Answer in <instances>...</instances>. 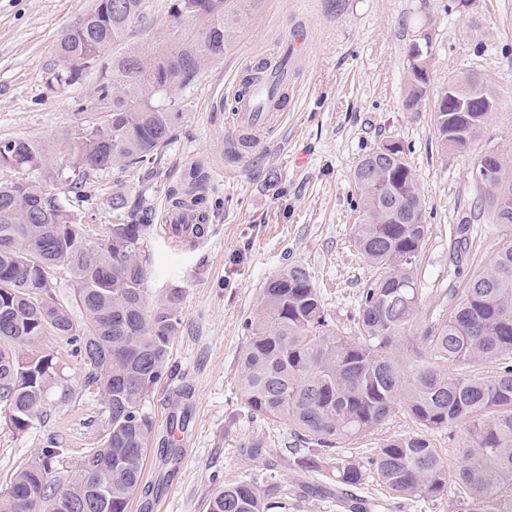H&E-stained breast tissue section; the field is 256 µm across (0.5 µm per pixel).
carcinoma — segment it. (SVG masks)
<instances>
[{
    "label": "carcinoma",
    "mask_w": 512,
    "mask_h": 512,
    "mask_svg": "<svg viewBox=\"0 0 512 512\" xmlns=\"http://www.w3.org/2000/svg\"><path fill=\"white\" fill-rule=\"evenodd\" d=\"M200 24L189 39L163 35L152 57L112 60L95 111L63 136L59 155L31 139L0 140V168L36 178L0 181V408L19 433L41 421L56 376L54 352L43 339L59 336L87 367L85 386L103 396L106 426L79 474L57 497L52 463L60 456L48 440L38 458L16 470L0 491V512H129L139 489L154 422L145 410L164 379L181 323L182 292L153 299L146 259L150 239L199 238L208 221L201 190H170L197 211L198 224H153L151 204H130L113 194L117 213L95 241L64 202L56 168H69L73 192L117 168L143 170L170 145L179 113L166 101L187 88L204 67L224 56L238 21L229 0H193ZM145 0H92L84 23L59 34L50 83L68 86L110 45L126 37L143 15ZM428 67L408 52V103L427 93ZM488 112H450L436 104L443 147H469ZM497 184L485 187L492 221L512 232V155L501 156ZM362 218L352 240L381 274L364 289L358 333L333 329L306 269L289 266L266 282L246 321L247 341L237 382L251 416L288 421L305 451L293 457L302 472L326 469L341 488H359L370 476L406 499L437 497L454 489L456 512H512V242L466 288L454 292L446 313L416 327L417 273L427 236L418 181L398 142L365 154L353 171ZM65 271L72 303L54 291ZM76 305L80 318L72 316ZM449 364L465 369L451 372ZM492 365L491 372L479 367ZM423 433L384 440L362 459L344 444L363 439L395 412ZM461 430L458 463L434 448L427 432ZM251 482L224 486L207 512H271Z\"/></svg>",
    "instance_id": "carcinoma-1"
}]
</instances>
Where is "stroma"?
<instances>
[{
    "mask_svg": "<svg viewBox=\"0 0 512 512\" xmlns=\"http://www.w3.org/2000/svg\"><path fill=\"white\" fill-rule=\"evenodd\" d=\"M91 0H0V140L35 139L57 150L63 133L91 111L113 57L151 55L168 27L170 0H146L126 39L102 51L66 90L47 84L60 32ZM235 39L196 81L177 90L180 119L153 175L117 170L100 179L102 196L148 197L154 223L167 190L201 181L208 231L191 245L154 237L148 253L152 293L181 289L182 324L169 375L146 404L154 435L144 481L130 512H205L224 484L249 481L280 489L288 512H343L328 472L300 475L286 465L299 445L287 422L252 418L237 386L245 321L263 285L282 269H306L335 328L353 332L361 294L376 277L351 243L359 223L353 169L362 155L400 142L420 186L428 234L418 270L421 318L465 288L507 235L492 223L475 179L480 157L512 154V0H235ZM302 31L306 49L288 61V107L261 131L260 147L233 144L234 89L246 68L279 54ZM429 36L430 84L414 107L406 99L408 51ZM477 74L497 110L464 152L443 148L434 106L451 77ZM468 245L457 251L460 225ZM58 376L44 423L20 434L0 414V489L31 461L47 436L63 453L56 469L78 475L106 420L98 391L85 389L86 367L65 339L50 336ZM362 496L384 512H454L449 497L391 498L378 481Z\"/></svg>",
    "mask_w": 512,
    "mask_h": 512,
    "instance_id": "1",
    "label": "stroma"
}]
</instances>
